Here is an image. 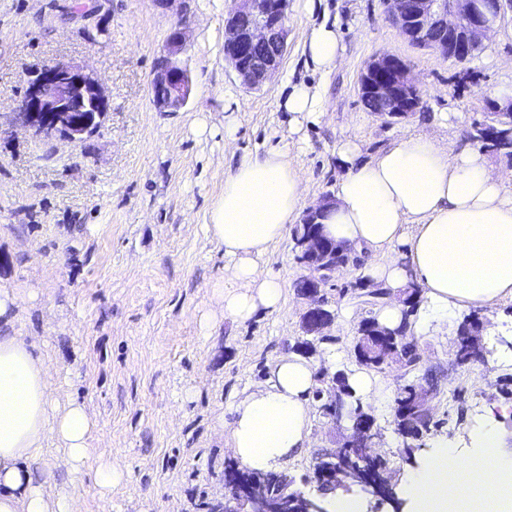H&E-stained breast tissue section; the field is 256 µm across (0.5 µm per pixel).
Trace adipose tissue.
Returning a JSON list of instances; mask_svg holds the SVG:
<instances>
[{"instance_id": "obj_1", "label": "adipose tissue", "mask_w": 512, "mask_h": 512, "mask_svg": "<svg viewBox=\"0 0 512 512\" xmlns=\"http://www.w3.org/2000/svg\"><path fill=\"white\" fill-rule=\"evenodd\" d=\"M312 61L332 72L342 59L334 27L313 26L306 38ZM340 160L349 171L336 185L322 233L365 256L364 275L399 293L408 282L423 290L413 319L415 335L446 329L457 312L512 301V175L495 171L477 150L455 151L429 133L402 136L369 158L345 142ZM307 206L303 179L287 152L268 149L238 156L211 204L208 234L232 263L230 281L212 295L224 317L244 323L283 304L280 277L259 275L257 261ZM403 247L401 258L376 261L377 252ZM18 294L0 290V512H74V498L52 495L30 466L46 438L64 448L75 474L89 458L95 422L84 404L54 402L44 357L26 337L9 333ZM315 367L301 355L280 358L266 385L244 391L219 427L228 449L246 467L266 472L300 457L311 443ZM482 455L467 457L438 442L425 466L409 475L406 494L419 505L450 503L475 512L480 495L465 479L476 475L512 496V458L497 435Z\"/></svg>"}]
</instances>
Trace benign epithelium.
Instances as JSON below:
<instances>
[{"instance_id":"7a95c632","label":"benign epithelium","mask_w":512,"mask_h":512,"mask_svg":"<svg viewBox=\"0 0 512 512\" xmlns=\"http://www.w3.org/2000/svg\"><path fill=\"white\" fill-rule=\"evenodd\" d=\"M237 7L224 23V50L235 58L233 70L241 84L249 89L261 88L276 72L288 48V14L284 0H236ZM388 17L400 34L411 44L430 48L442 57L456 62L465 61L482 45L507 11H512V0H497L495 12H489L482 0H386ZM185 43L182 24L169 33L166 53L157 62L153 86L160 92L155 101L161 112H176L190 94L187 69L178 59ZM359 92L381 102L386 117L397 121L418 108L420 89L410 76L405 60L394 54H380L372 58L361 73ZM108 99L98 77L84 67L71 63L45 65L36 70L14 113L11 127L20 128L33 138L48 144L66 141L75 146L85 136L104 124ZM503 114L512 115V97L503 101H487V115L494 121ZM298 263L310 271L304 276L308 288L304 296L319 297L322 288L336 274L338 265L321 261L323 241L316 234H307L297 241ZM315 304L302 315V330L318 342L328 335L324 330L331 321L314 322ZM433 389L423 385L414 389L413 402L421 415L431 416L430 402ZM380 431L374 424L348 437L342 447L356 441L373 451ZM324 480L334 488L348 490L350 483L336 484V473L341 457L335 452L320 456ZM235 488L224 498V512H256L258 491L246 482L233 481ZM366 490L373 496L372 512H381L394 493L391 476L373 475Z\"/></svg>"}]
</instances>
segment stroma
Here are the masks:
<instances>
[{
	"label": "stroma",
	"mask_w": 512,
	"mask_h": 512,
	"mask_svg": "<svg viewBox=\"0 0 512 512\" xmlns=\"http://www.w3.org/2000/svg\"><path fill=\"white\" fill-rule=\"evenodd\" d=\"M97 0H0V113L15 111L34 71L47 64L85 66L103 82L109 110L99 135L80 146L54 147L24 132L0 139V289H21L17 334L35 342L59 403L86 405L96 427L92 459L123 468L109 492L92 481L74 485L64 452L46 441L32 469L52 492L74 494L76 512H208L223 501L224 463L230 453L218 420L230 398L265 382L281 355L301 340V315L310 306L295 282L306 270L295 259L292 233L258 262L284 282L280 312H258L239 324L219 315L211 285L228 277L223 246L208 235L212 201L224 190L235 155L284 147L303 176L309 202L333 195L346 173L338 151L349 140L372 155L398 137L428 132L457 149L483 122L486 101L512 95V17L484 40L466 63L410 45L391 23L383 0H288V50L259 90L242 86L224 59V21L235 0H98L84 20L80 6ZM183 22L182 55L191 78L187 104L177 112L153 105L157 58L176 22ZM334 24L342 63L316 70L304 52L311 26ZM401 56L424 106L388 123L368 112L358 80L376 55ZM306 82L324 96L320 123L296 119L280 107L291 84ZM447 125H440V114ZM237 125L224 141V126ZM361 268L347 266L321 293L334 314L332 340L311 353L334 373L355 365L361 310L353 284ZM483 324L488 360L450 365L457 324L419 337L421 369L437 389L431 405L460 454L481 451L486 432L512 453V302L474 309ZM386 399L362 404L382 433L380 452L396 477L421 467L435 435L405 453L395 432L402 368L380 374ZM460 400H452V393ZM343 431L314 410L312 443L285 469L301 490L317 454L336 450Z\"/></svg>",
	"instance_id": "obj_1"
}]
</instances>
